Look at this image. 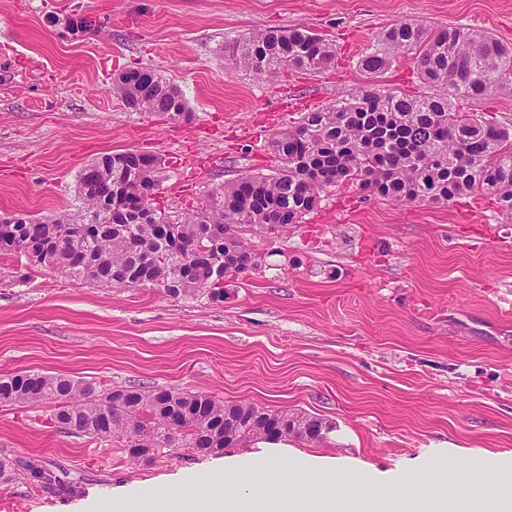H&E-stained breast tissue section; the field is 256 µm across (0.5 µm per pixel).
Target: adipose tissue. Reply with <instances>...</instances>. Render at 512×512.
<instances>
[{
  "label": "adipose tissue",
  "mask_w": 512,
  "mask_h": 512,
  "mask_svg": "<svg viewBox=\"0 0 512 512\" xmlns=\"http://www.w3.org/2000/svg\"><path fill=\"white\" fill-rule=\"evenodd\" d=\"M263 475L262 484H255V475ZM279 467L276 461L257 457L248 460L228 459L214 463L207 478L213 486L210 495L201 497L195 492L199 478L187 473L177 478V488L165 497L161 512H265L278 484ZM248 489L246 498L228 497L225 486Z\"/></svg>",
  "instance_id": "obj_1"
}]
</instances>
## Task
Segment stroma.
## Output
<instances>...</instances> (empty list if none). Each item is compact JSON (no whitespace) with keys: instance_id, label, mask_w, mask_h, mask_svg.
Here are the masks:
<instances>
[{"instance_id":"obj_1","label":"stroma","mask_w":512,"mask_h":512,"mask_svg":"<svg viewBox=\"0 0 512 512\" xmlns=\"http://www.w3.org/2000/svg\"><path fill=\"white\" fill-rule=\"evenodd\" d=\"M82 16L96 29L76 28ZM401 21L512 46V0H0V215H81L80 171L133 150L164 162L154 205L183 220L225 182L274 171L269 137L295 119L284 97L311 109L370 82L427 93L412 56L375 78L358 66ZM294 27L335 41V64L268 79L226 51ZM140 67L182 91L185 119L113 94V78ZM249 239L261 268L226 279L217 303L79 283L0 251V375L202 391L332 421L322 445L225 449L279 458L271 512H296L289 493L319 481L320 459L345 468L338 512L356 498L367 512H434L436 480L463 467L474 482L449 503L489 512L507 481L497 460L512 452V212L494 196L400 204L339 185L288 232ZM1 454L64 468L71 486H0V512H83L132 485L161 495L212 462L172 450L130 464L117 444L61 427L48 404H0Z\"/></svg>"}]
</instances>
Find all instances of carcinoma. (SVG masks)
Instances as JSON below:
<instances>
[{"mask_svg": "<svg viewBox=\"0 0 512 512\" xmlns=\"http://www.w3.org/2000/svg\"><path fill=\"white\" fill-rule=\"evenodd\" d=\"M406 54L436 93L410 96L370 85L300 113L270 137L275 171L224 183L205 207L179 222L153 206L162 167H144L136 151L118 152L90 163L94 184L79 185L81 219L69 213L49 224L19 218L0 227V237L11 242L6 250L77 282L222 302L224 278L261 265L243 231L287 230L328 187L356 184L402 204L496 195L511 211L512 130L456 110L453 100L511 95L512 49L471 28L404 21L388 28L358 66L377 75ZM233 59L273 78L285 69L323 71L335 48L302 27L258 30L238 41ZM113 90L133 111L187 116L181 91L149 68L119 74ZM0 403L52 404L56 420L77 433L139 449L133 461L164 448L197 454L287 437L317 442L320 429H333L303 411L154 386L100 392L92 381L63 374L1 375ZM19 479L17 461L1 455L0 485ZM27 479L37 488L61 481L40 467L30 468Z\"/></svg>", "mask_w": 512, "mask_h": 512, "instance_id": "carcinoma-1", "label": "carcinoma"}]
</instances>
